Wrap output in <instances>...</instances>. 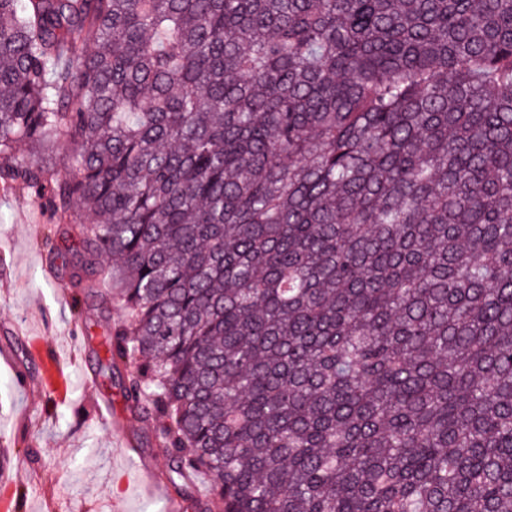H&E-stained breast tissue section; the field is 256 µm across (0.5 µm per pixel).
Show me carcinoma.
<instances>
[{"label": "carcinoma", "instance_id": "1", "mask_svg": "<svg viewBox=\"0 0 512 512\" xmlns=\"http://www.w3.org/2000/svg\"><path fill=\"white\" fill-rule=\"evenodd\" d=\"M0 186L197 512H512V0H0Z\"/></svg>", "mask_w": 512, "mask_h": 512}]
</instances>
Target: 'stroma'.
Listing matches in <instances>:
<instances>
[{
    "mask_svg": "<svg viewBox=\"0 0 512 512\" xmlns=\"http://www.w3.org/2000/svg\"><path fill=\"white\" fill-rule=\"evenodd\" d=\"M52 215L45 199L0 188V442L18 462L20 512H165L174 490L141 476L167 470L150 425L131 412L119 379L98 375L101 344L121 317L95 294L108 281L84 277L81 315L71 307L76 223Z\"/></svg>",
    "mask_w": 512,
    "mask_h": 512,
    "instance_id": "35a3bbf8",
    "label": "stroma"
}]
</instances>
